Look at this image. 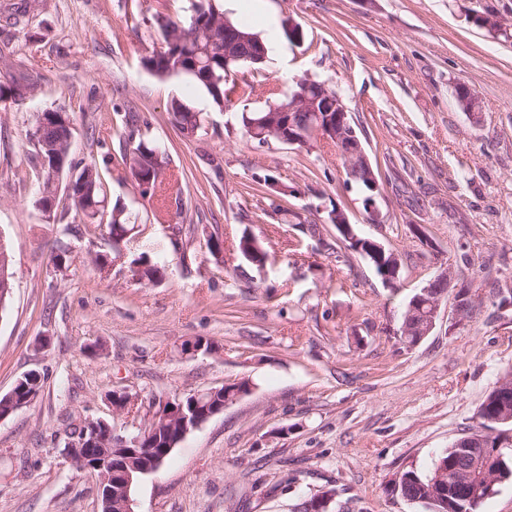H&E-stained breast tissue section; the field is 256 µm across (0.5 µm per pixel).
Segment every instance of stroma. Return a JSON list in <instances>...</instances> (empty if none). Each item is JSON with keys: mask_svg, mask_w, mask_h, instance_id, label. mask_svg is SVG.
Returning <instances> with one entry per match:
<instances>
[{"mask_svg": "<svg viewBox=\"0 0 512 512\" xmlns=\"http://www.w3.org/2000/svg\"><path fill=\"white\" fill-rule=\"evenodd\" d=\"M222 5L263 39L281 90L312 78L341 95L380 184V221L369 223L366 191L348 182L335 147L244 134L240 113L265 107L266 95L219 108L189 79L143 67L144 50L160 45L152 16H177L179 0H37L23 33H0V85L27 88L0 98V241L14 272L0 307V394L31 371L45 381L36 401L0 419V512H101L97 477L61 454L69 422L101 418L132 433L152 399L244 379L245 395L135 485L134 512H292L326 487L353 512H424L392 485L405 470L428 473L512 371V305L483 282L489 272L512 288V0ZM488 11L505 31L473 23ZM287 18L301 26L300 43L284 36ZM461 83L481 101L477 116L457 102ZM175 99L201 113L200 135L173 125ZM60 105L76 112L71 160L100 168L109 201L138 215L125 262L106 277L88 258L99 228L71 209L45 218L37 205L35 119ZM131 133L166 154L181 191L165 206L141 199L125 166L106 162ZM264 174L292 195L255 190ZM275 200L321 224L322 238L273 214ZM335 207L399 255L395 286L353 251L340 262L326 250ZM178 225L190 241L161 255L163 282H135L129 260ZM246 229L272 254L265 270L234 269ZM212 235L223 263L208 252ZM445 267L480 301L461 321L444 302L432 332L406 346L396 334L405 305ZM196 338L213 351H183ZM94 343L99 354L84 353ZM115 390L140 396L137 418L113 415Z\"/></svg>", "mask_w": 512, "mask_h": 512, "instance_id": "obj_1", "label": "stroma"}]
</instances>
